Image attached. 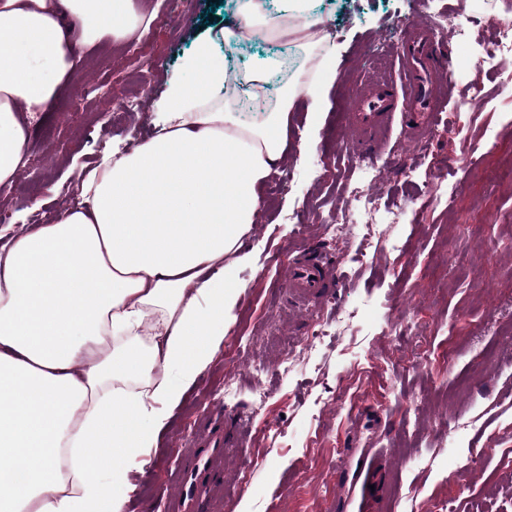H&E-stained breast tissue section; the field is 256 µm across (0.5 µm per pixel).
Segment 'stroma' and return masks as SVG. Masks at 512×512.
Returning <instances> with one entry per match:
<instances>
[{"instance_id": "35a3bbf8", "label": "stroma", "mask_w": 512, "mask_h": 512, "mask_svg": "<svg viewBox=\"0 0 512 512\" xmlns=\"http://www.w3.org/2000/svg\"><path fill=\"white\" fill-rule=\"evenodd\" d=\"M156 13L140 40L82 51L64 83L69 112L32 123L27 167L0 194V229L58 218L80 202V183L108 145L149 139L153 102L196 39L212 35L228 69L266 70L276 104L293 84L275 62L302 60L294 39L238 38L239 0H146ZM326 29L321 69L337 73L332 107L315 114L294 98L292 148L262 187L266 204L234 270L241 290L212 361L171 408L146 463L128 473L125 512H171L170 495L203 423L223 427L224 485L210 512H512V88L476 57L512 25V0H307ZM448 24L437 27L439 18ZM465 29L473 60L455 68L449 120L413 141L400 121L373 153L376 176L352 162L353 87L399 73L394 48L419 32L456 44ZM481 87L479 109L465 107ZM129 109L113 113V96ZM365 182L372 209L394 216L371 248L331 239ZM329 259L341 278L324 298L295 301L288 266ZM353 324L337 330L344 310ZM326 336L310 342L314 322ZM301 366L285 370L290 347ZM232 381L233 401L224 399Z\"/></svg>"}]
</instances>
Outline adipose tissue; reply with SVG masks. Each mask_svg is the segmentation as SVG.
<instances>
[{"label":"adipose tissue","mask_w":512,"mask_h":512,"mask_svg":"<svg viewBox=\"0 0 512 512\" xmlns=\"http://www.w3.org/2000/svg\"><path fill=\"white\" fill-rule=\"evenodd\" d=\"M247 28L308 37L242 0ZM143 0H0V190L26 166L28 123L79 49L128 41ZM228 71L199 38L156 102V134L105 152L79 206L0 248V512H124L130 458L211 362L239 289L231 271L288 155L293 95L268 119L218 102ZM71 451V480L58 450Z\"/></svg>","instance_id":"ef3b65f1"}]
</instances>
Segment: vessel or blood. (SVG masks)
Returning a JSON list of instances; mask_svg holds the SVG:
<instances>
[{
  "mask_svg": "<svg viewBox=\"0 0 512 512\" xmlns=\"http://www.w3.org/2000/svg\"><path fill=\"white\" fill-rule=\"evenodd\" d=\"M444 49L423 36L416 37L398 52L407 103V120L421 126L428 123L439 104L448 99L445 81L450 72L444 65ZM392 84L366 90L353 89L350 99L352 118L365 129L387 125L394 111ZM335 270L328 259H300L288 268V285L299 296L328 293L334 286ZM224 431L208 427L193 456L180 475L178 492L174 497L175 512H203L216 482L219 465L224 457Z\"/></svg>",
  "mask_w": 512,
  "mask_h": 512,
  "instance_id": "obj_1",
  "label": "vessel or blood"
}]
</instances>
